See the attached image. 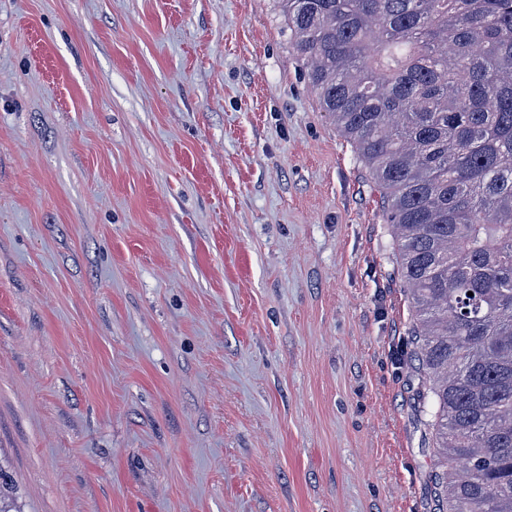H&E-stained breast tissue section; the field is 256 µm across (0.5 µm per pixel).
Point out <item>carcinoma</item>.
Wrapping results in <instances>:
<instances>
[{"mask_svg": "<svg viewBox=\"0 0 512 512\" xmlns=\"http://www.w3.org/2000/svg\"><path fill=\"white\" fill-rule=\"evenodd\" d=\"M276 2L387 211L440 512H512V0Z\"/></svg>", "mask_w": 512, "mask_h": 512, "instance_id": "carcinoma-1", "label": "carcinoma"}]
</instances>
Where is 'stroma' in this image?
<instances>
[{
    "mask_svg": "<svg viewBox=\"0 0 512 512\" xmlns=\"http://www.w3.org/2000/svg\"><path fill=\"white\" fill-rule=\"evenodd\" d=\"M275 0H0V455L24 512H435L386 211Z\"/></svg>",
    "mask_w": 512,
    "mask_h": 512,
    "instance_id": "35a3bbf8",
    "label": "stroma"
}]
</instances>
